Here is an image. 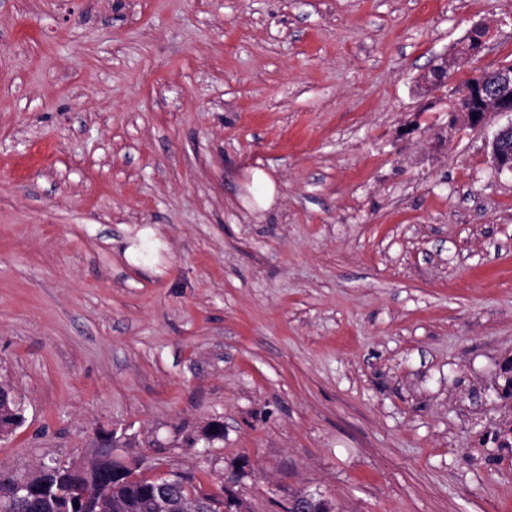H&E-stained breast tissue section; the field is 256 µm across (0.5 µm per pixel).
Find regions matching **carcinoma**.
Returning <instances> with one entry per match:
<instances>
[{
    "instance_id": "1",
    "label": "carcinoma",
    "mask_w": 512,
    "mask_h": 512,
    "mask_svg": "<svg viewBox=\"0 0 512 512\" xmlns=\"http://www.w3.org/2000/svg\"><path fill=\"white\" fill-rule=\"evenodd\" d=\"M24 422L13 389L0 387V431L12 434ZM119 443L113 435L98 452L106 466L103 484L112 509L103 508L97 494L82 497L86 478L67 465L53 463L45 465L38 485L28 492L18 490L24 475L0 468V512H181L185 498L205 492L193 476L185 484L172 476H146L127 469L112 457Z\"/></svg>"
}]
</instances>
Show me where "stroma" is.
Wrapping results in <instances>:
<instances>
[{
  "label": "stroma",
  "instance_id": "obj_1",
  "mask_svg": "<svg viewBox=\"0 0 512 512\" xmlns=\"http://www.w3.org/2000/svg\"><path fill=\"white\" fill-rule=\"evenodd\" d=\"M443 54L512 62V0H0V468L114 430L251 512H512L508 119ZM512 65V64H511ZM511 65H501L498 68L491 70L487 73L486 77L482 78V73L478 76L479 84L477 89L483 100V108L481 112H470V106L478 109L479 98L473 92L472 82H477L478 77L470 79L458 88L455 92H461L469 89L472 93V101L467 94L458 97L453 102L451 112L460 114L462 117V127H477L481 125L489 112H494L500 115H510L508 123L501 127L492 137L488 144L490 148L491 162L494 168L499 172H510L512 174V68ZM490 77V80L485 83V80ZM482 78V79H481ZM476 116V120H473ZM25 422L24 412L17 409L14 391L10 387H0V432L13 434Z\"/></svg>",
  "mask_w": 512,
  "mask_h": 512
}]
</instances>
